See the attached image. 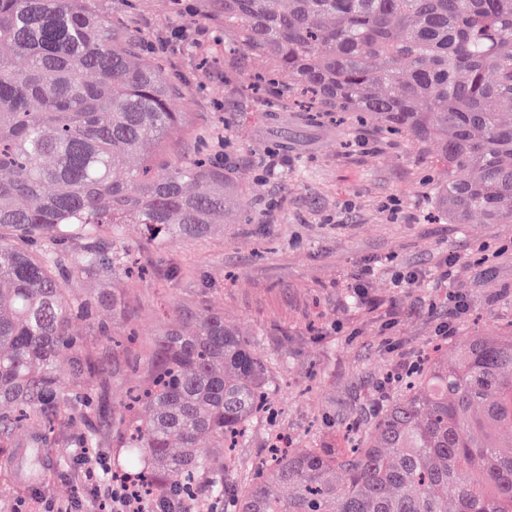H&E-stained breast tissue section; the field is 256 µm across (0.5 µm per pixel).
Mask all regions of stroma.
<instances>
[{
  "label": "stroma",
  "mask_w": 512,
  "mask_h": 512,
  "mask_svg": "<svg viewBox=\"0 0 512 512\" xmlns=\"http://www.w3.org/2000/svg\"><path fill=\"white\" fill-rule=\"evenodd\" d=\"M173 12L169 0H96L102 14L131 12L151 53L166 57L172 76L186 86L196 123L224 137L222 159L245 187L246 212L211 236L161 251L147 246L138 225L123 228L139 251L147 278L115 281L123 296L120 314L102 311L110 335L77 321L73 329L96 361L101 379L88 384L96 406L84 416L61 415L53 427L31 419L13 439L0 464V512H36L39 501L84 502L91 488L76 438L92 435L97 453L121 469L112 418L147 379V369L178 306L205 304L224 313L268 362L274 410L255 424L236 448L224 490L235 493L249 469L267 453L275 435L294 447L312 440L333 444L345 427L370 428L378 409L395 395L390 376L405 372L438 328L451 320L455 292H464L468 313L447 339L449 351L469 336L498 334L512 320V224H445L426 216L424 152L388 140L372 127L336 125L325 114L288 101L287 79L246 93L262 61L236 51L219 63L205 50L224 33L195 20V0ZM176 27L187 42L161 46ZM275 157V172L263 163ZM452 252L488 255L462 269L457 281L435 283ZM372 266L364 295L356 275ZM419 272L399 285L395 270ZM46 440L45 478L26 483L18 464L32 441Z\"/></svg>",
  "instance_id": "1"
}]
</instances>
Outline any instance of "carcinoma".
<instances>
[{
    "label": "carcinoma",
    "instance_id": "cac0c4a2",
    "mask_svg": "<svg viewBox=\"0 0 512 512\" xmlns=\"http://www.w3.org/2000/svg\"><path fill=\"white\" fill-rule=\"evenodd\" d=\"M268 75L354 125L436 145L425 181L448 224H512V0H197ZM134 17L94 0H0V444L36 417L84 413L78 386L99 370L74 319L96 326L121 310L86 279L127 278L135 254L124 224L157 248L233 224L243 187L202 155L203 127L178 112L181 83L145 53ZM143 394L141 427L123 443L141 486L189 502L197 477L227 512H512V325L473 336L454 358L438 348L401 395L342 448L272 446L245 491L224 498V474L199 441L232 448L268 410L267 366L207 306L179 310ZM35 448L25 471L42 480Z\"/></svg>",
    "mask_w": 512,
    "mask_h": 512
}]
</instances>
